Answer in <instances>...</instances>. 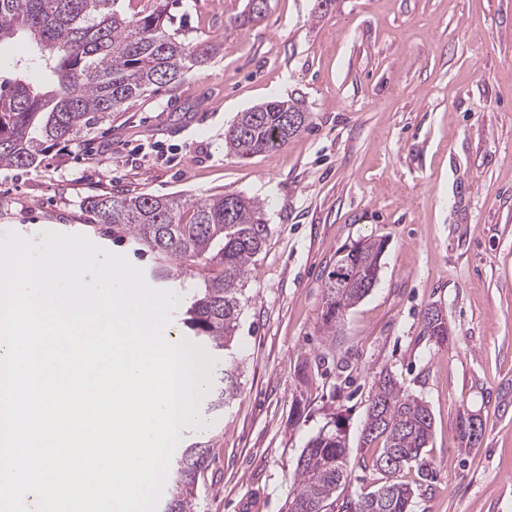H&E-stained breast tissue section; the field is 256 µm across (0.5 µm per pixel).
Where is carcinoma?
I'll use <instances>...</instances> for the list:
<instances>
[{
  "label": "carcinoma",
  "mask_w": 512,
  "mask_h": 512,
  "mask_svg": "<svg viewBox=\"0 0 512 512\" xmlns=\"http://www.w3.org/2000/svg\"><path fill=\"white\" fill-rule=\"evenodd\" d=\"M151 2L149 9L129 13L123 0H0V43L26 35L58 77L57 89L46 92L23 80L0 83V166L34 165L44 145L73 141L112 121L124 105L177 84L219 53L215 42L185 40L173 24L170 0ZM309 119L295 99L269 101L237 114L224 147L246 160L288 144ZM84 208L93 230L104 225L112 239L128 242L133 254L151 257L152 280L202 276L184 324L192 336L227 352L221 386L208 409L230 407L240 390L233 346L248 302L247 273L271 234L262 203L237 193L196 201L113 193L89 198ZM381 253L377 242H359L328 273L324 333L336 335L345 312L373 289ZM441 315L431 306L422 319L423 335L436 342ZM433 427L427 405L407 393L394 374L380 372L361 442L365 448L379 445L371 462L385 481L371 493L336 497L350 475L346 436L336 428L322 431L299 456L295 488L282 512H412L415 490L395 474L421 457ZM207 462L208 449L200 442L181 451L168 512H193L196 478Z\"/></svg>",
  "instance_id": "1"
}]
</instances>
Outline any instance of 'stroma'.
Wrapping results in <instances>:
<instances>
[{"label": "stroma", "mask_w": 512, "mask_h": 512, "mask_svg": "<svg viewBox=\"0 0 512 512\" xmlns=\"http://www.w3.org/2000/svg\"><path fill=\"white\" fill-rule=\"evenodd\" d=\"M174 0L193 42L219 54L39 164L0 167V235L79 234L83 201L114 191L263 202L271 235L247 274L234 351L240 392L203 414L194 512H281L308 441L337 425L351 474L341 495L375 490L359 465L376 373L389 370L434 419L413 512H512V0ZM1 80L50 89L41 52L19 38ZM302 99L309 125L240 160L224 147L239 112ZM385 242L379 279L324 336L328 273L361 240ZM452 336L422 333L429 306ZM483 422L464 449V413ZM433 471V480L421 477Z\"/></svg>", "instance_id": "stroma-1"}]
</instances>
